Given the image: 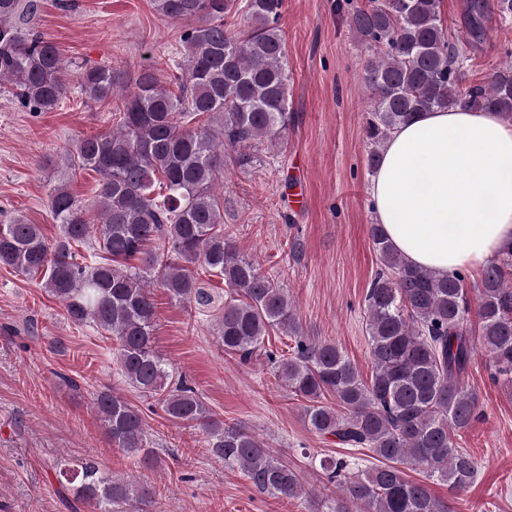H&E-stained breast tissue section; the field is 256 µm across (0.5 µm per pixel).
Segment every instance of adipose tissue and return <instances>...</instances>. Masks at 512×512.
Masks as SVG:
<instances>
[{"label": "adipose tissue", "instance_id": "ef3b65f1", "mask_svg": "<svg viewBox=\"0 0 512 512\" xmlns=\"http://www.w3.org/2000/svg\"><path fill=\"white\" fill-rule=\"evenodd\" d=\"M370 201L410 264L481 270L512 247V123L460 107L416 115L387 141Z\"/></svg>", "mask_w": 512, "mask_h": 512}]
</instances>
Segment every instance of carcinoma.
Returning <instances> with one entry per match:
<instances>
[{"mask_svg":"<svg viewBox=\"0 0 512 512\" xmlns=\"http://www.w3.org/2000/svg\"><path fill=\"white\" fill-rule=\"evenodd\" d=\"M154 8L165 19L194 24L180 31V59L141 69L128 88L115 68L67 63L39 30L40 0H0V82L10 83L24 107L57 108L71 69L83 103L104 105L121 95L112 113L116 128L80 138L69 154L70 170L99 176L97 223L60 184L49 207L61 236L51 244L38 224H0V266L41 277L71 322L115 339L122 377L156 398L168 421L200 430L211 452L238 467L259 492L289 500L305 495L311 509L317 494L306 490L300 473L245 426L224 423L185 379L172 382L155 351L151 289H165L187 308L206 307L211 294L195 271L220 275L224 353L242 363L264 358L282 386L304 399L310 432L350 450L367 449L379 461L364 468L352 456L320 459L326 485L337 488L329 512H450L427 481L460 495L478 474L477 461L455 441L479 410L461 377L480 349L497 374L512 376V248L487 263L472 285L465 272L438 277L410 265L382 225H369L380 270L364 299L373 373L362 380L336 343L304 334L295 302L240 253L213 194L226 157L251 166L259 144L279 146L292 121L283 0H154ZM491 10L512 15V0H470L465 36L457 40L444 28L441 0H373L352 10L349 25L368 55L371 97L363 131L370 169L378 167L393 130L420 112L459 106L512 122V61L479 82L468 81L463 66L484 41ZM231 15L242 16L246 27L226 28ZM204 117L201 126H190ZM90 237L97 253L88 259L75 246ZM472 289L478 344L467 327ZM274 333L291 338L292 354L266 346ZM95 409L112 444L145 470L159 466L139 406L107 389L96 395ZM408 469L425 480L409 479ZM59 477L90 512H112L122 503L148 512L153 503L150 483L116 480L90 460L64 464Z\"/></svg>","mask_w":512,"mask_h":512,"instance_id":"1","label":"carcinoma"}]
</instances>
